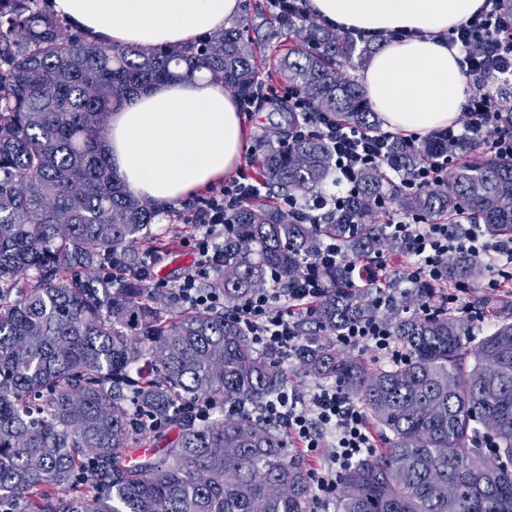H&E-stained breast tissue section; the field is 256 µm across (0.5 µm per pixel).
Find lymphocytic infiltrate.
I'll use <instances>...</instances> for the list:
<instances>
[{"label": "lymphocytic infiltrate", "instance_id": "lymphocytic-infiltrate-1", "mask_svg": "<svg viewBox=\"0 0 512 512\" xmlns=\"http://www.w3.org/2000/svg\"><path fill=\"white\" fill-rule=\"evenodd\" d=\"M448 46L458 53L461 70L471 81L468 103L454 125L430 133V141L457 144L477 142L502 158H512V122L504 120L498 96L488 88L490 78H512V11L504 10L501 0H484L477 13L448 32ZM287 102L296 115V134H314L327 145L338 184L344 194L316 197L311 204L292 197L283 198L288 213L306 224H321L344 210L348 192L354 191L363 170L384 166L395 135L390 131L367 132L318 112L293 89L256 79L251 97L242 99L241 111L250 112L253 101ZM453 157L440 155L423 161L412 170L400 173L405 191L417 192L442 187L448 179ZM262 187L250 171L213 188L208 195L190 200L187 208L196 234L188 239L196 257V272L170 284L168 290L186 309L224 312L246 329L255 344L276 350L291 359L300 336L297 318L310 311L325 291L324 269L341 265L358 278L371 282L375 316L350 323L336 337L342 347L368 349L375 355L401 360L405 351L397 340L386 313L397 303L399 284L416 285L429 279L441 283L435 302L414 306L421 317L465 314L494 324V317L474 309L469 301L471 288L448 278V263L453 256H488L493 273L484 284L485 297L491 298L512 289V236L488 238L481 225L429 223L406 214L391 215L388 236L403 246L399 264L384 255L367 254L348 258L333 240L320 244L302 262L301 269L287 287L271 281L243 303L229 306L223 296L200 287L197 271L218 269L224 259V233L243 204L260 197ZM255 414L265 421L284 425L293 447L313 462L311 471L315 512H327L336 499L339 476L358 461L372 456L377 436L359 404L341 385H316L306 396L285 387L259 406Z\"/></svg>", "mask_w": 512, "mask_h": 512}]
</instances>
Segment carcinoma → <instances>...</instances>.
Here are the masks:
<instances>
[{"mask_svg":"<svg viewBox=\"0 0 512 512\" xmlns=\"http://www.w3.org/2000/svg\"><path fill=\"white\" fill-rule=\"evenodd\" d=\"M44 2L0 0V502L17 512H254L258 501L263 512H311L310 472L288 452L286 430L254 414L288 384L281 356L222 313L185 309L143 281L112 286L108 268H129L140 242L164 240L150 233L156 208L110 165L107 118L172 78L221 81L247 97L257 46L286 35L270 80L318 112L376 130L353 76L371 47L290 9L257 40L231 26L187 45H114L67 31ZM443 149L459 154L443 188L406 192L392 179V168ZM332 176L317 138L284 130L261 148L268 200L235 212L224 266L204 287L235 304L274 276L286 286L323 240L350 257L396 252L376 220L386 202L430 223L472 215L490 236L512 233V160L399 142L326 223L301 224L278 207L282 194L310 201ZM53 207L70 214L66 227ZM115 210L125 223H112ZM486 270L460 255L448 279L471 282ZM323 279L313 313L298 317L294 360L304 374L340 383L389 441L341 475L337 512H512V314L476 341L456 317L398 315L394 335L407 358L371 369L335 341L375 314L370 287L348 286L340 267ZM198 397L232 411L194 424L179 405ZM429 404L443 415L428 414ZM486 414L498 428H486ZM151 422L155 451L141 454ZM485 437L494 447H483ZM90 460L94 475L77 482Z\"/></svg>","mask_w":512,"mask_h":512,"instance_id":"1","label":"carcinoma"}]
</instances>
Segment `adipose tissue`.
<instances>
[{
  "label": "adipose tissue",
  "instance_id": "ef3b65f1",
  "mask_svg": "<svg viewBox=\"0 0 512 512\" xmlns=\"http://www.w3.org/2000/svg\"><path fill=\"white\" fill-rule=\"evenodd\" d=\"M483 0H308L326 22L382 36L360 81L392 130L426 133L460 115L465 78L443 36ZM74 30L115 44L188 43L238 18L242 0H53ZM397 30L411 31L403 41ZM108 157L124 186L157 208L173 205L235 171L248 133L223 83L170 79L108 117Z\"/></svg>",
  "mask_w": 512,
  "mask_h": 512
}]
</instances>
